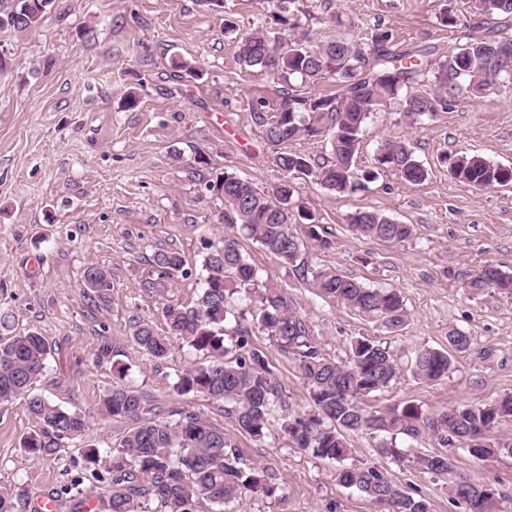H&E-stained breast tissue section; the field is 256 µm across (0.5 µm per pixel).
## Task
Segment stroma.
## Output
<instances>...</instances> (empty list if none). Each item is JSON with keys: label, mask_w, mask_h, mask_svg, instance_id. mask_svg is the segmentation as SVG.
Here are the masks:
<instances>
[{"label": "stroma", "mask_w": 512, "mask_h": 512, "mask_svg": "<svg viewBox=\"0 0 512 512\" xmlns=\"http://www.w3.org/2000/svg\"><path fill=\"white\" fill-rule=\"evenodd\" d=\"M301 28L315 40L334 35L369 39L388 30L400 48L455 51L439 22L477 24L473 0H297ZM338 22L325 24L327 14ZM236 35L206 0H56L29 33L0 29V313L12 334L41 332L53 345L34 391L88 421L86 442L117 447L132 421L102 416L99 403L112 386V364L129 368L127 381L163 410H185L221 425L243 468L273 474V495L248 494L224 512H374L362 494L342 487L336 462L289 443L278 424L257 441L204 394L176 396L169 382L195 362L176 345L162 362L134 344L136 322L163 329L161 300H196L202 286V241L226 233L224 203L210 190L228 171L267 189L278 173L251 117L258 99L275 100L280 80L236 60ZM195 63L203 79L178 78L171 61ZM136 108L125 109L130 92ZM410 143L428 179L405 185L391 173L367 188L336 195L305 181L296 189L330 232L333 245L308 246L310 263L336 267L372 288L401 293L408 322L398 333L322 298L309 281L285 274L251 240L241 245L262 276L281 281L313 343L327 357L345 359L351 340L365 336L387 346L399 381L369 398L382 408L401 402L430 416L461 404L481 406L512 394V294L467 288L483 266L512 273V185L479 190L453 179L441 152L480 155L512 167V89L481 99L459 98L451 110L412 125L390 105L363 133L357 163L371 165L383 139ZM205 163L195 164L196 155ZM375 208L414 227L412 237L389 243L361 236L349 213ZM160 250L180 253L185 275L161 280L153 263ZM97 264L110 274L109 300L90 306L83 272ZM164 281L166 293L146 291ZM469 334L471 346L452 356L448 374L424 382L411 362L418 349L448 346L449 330ZM109 346L110 358L99 356ZM295 415L311 413L309 391L293 355L254 334ZM38 424L24 400L0 405V487L28 489L35 501L62 495L57 512H73L102 495L85 478L82 442L62 440L32 456L21 440ZM351 440L358 460L377 466L405 490L428 497L433 512H464L448 486L461 474L492 484L504 512H512V455L477 461L456 450L451 475H431L378 454L365 433Z\"/></svg>", "instance_id": "stroma-1"}]
</instances>
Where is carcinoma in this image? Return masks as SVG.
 Returning a JSON list of instances; mask_svg holds the SVG:
<instances>
[{
  "mask_svg": "<svg viewBox=\"0 0 512 512\" xmlns=\"http://www.w3.org/2000/svg\"><path fill=\"white\" fill-rule=\"evenodd\" d=\"M296 0H262L271 10L275 26L261 24L241 36L238 62L277 76L283 83L279 99L260 100L251 116L261 129L272 153L279 178L270 189L259 191L252 182L224 171L210 189L224 200V221L240 226L241 232L270 254L279 266L296 273L319 293L391 333L402 330L408 313L395 290L370 288L328 265L310 266L304 257L308 237L327 250L332 242L320 235L319 218L295 198V181L303 179L338 195L353 193L377 180L388 170L401 181L418 185L429 177L408 143L386 139L378 145L374 165L360 167L357 157L363 129L368 121L393 103L404 116H431L446 112L461 96H481L506 83L512 84V68H505L502 54L512 55V32L481 26L458 27L444 14L443 25L455 29L456 51L432 60L433 52H392L391 33L379 30L368 41L336 35L314 42L305 33L285 37L281 28L299 27V16L289 5ZM55 0H12L9 11L0 13V28L18 33L39 26ZM484 19L512 15V0H475ZM329 78L340 86L333 94L300 96L293 82L309 86ZM321 137L330 148V161L319 164L302 153L284 149L298 138ZM449 164L458 181L487 188L512 184V167L506 168L467 153L439 156ZM352 230L362 236L388 242H403L413 234V225L403 224L376 209L358 210L347 217ZM203 287L190 305L170 300L162 314L167 331L160 333L142 323L132 334L134 343L154 359L169 356L174 341H180L204 362L186 367L171 379L179 396L206 394L224 402L225 412L242 431L261 440L270 420L280 417L288 440L310 449L323 459L337 462L341 485L364 495L383 512H432L431 503L393 484L377 467L354 459L347 440L351 432L369 431L379 439L377 448L396 462L413 459L423 473L442 475L452 471L451 455L417 453L397 446L400 435L415 438L423 422L444 447L456 442L472 458L484 461L496 453H512V443L486 440L485 433L504 417L512 416V395L477 406L452 407L436 416L424 417L412 403L374 409L366 398L389 389L400 369L380 342L366 337L352 341L346 361L323 355L309 340L306 324L288 304L282 285L263 279L242 251L238 238L223 235L203 240ZM154 264L172 277L185 274L182 256L174 251L154 254ZM101 267L90 264L84 271V293L94 303L107 301L112 283L100 279ZM468 288L475 294L494 289L512 293V273L487 265L471 277ZM248 300L234 311L231 302ZM273 338L296 355L306 382L313 413L292 417L268 361L250 346L248 326ZM452 350L421 348L412 367L416 377L435 381L448 374L452 352H464L471 336L452 330ZM51 352L49 339L38 331L0 338V405L26 399L29 413L39 428L23 440V448L36 457L47 453L62 439H81L88 422L77 411L63 409L32 394ZM128 367L112 364L115 382L101 398L105 414L135 422L118 447L101 453L92 444L81 446L85 469L92 479L106 486L100 512H196L206 503L210 512H223L225 505L243 494L269 495L274 487L268 475L239 466L224 427L207 418L181 413L164 416L143 392L123 382ZM108 461H103V458ZM487 484L471 480L450 486L451 497L463 502L466 512H498L499 493L485 496ZM0 512H40L25 489H0Z\"/></svg>",
  "mask_w": 512,
  "mask_h": 512,
  "instance_id": "obj_1",
  "label": "carcinoma"
}]
</instances>
